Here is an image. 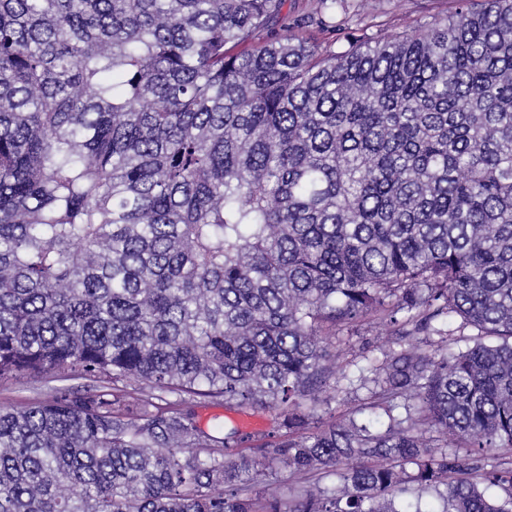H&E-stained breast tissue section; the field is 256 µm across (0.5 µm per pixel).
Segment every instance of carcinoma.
<instances>
[{"mask_svg": "<svg viewBox=\"0 0 512 512\" xmlns=\"http://www.w3.org/2000/svg\"><path fill=\"white\" fill-rule=\"evenodd\" d=\"M286 2L0 0V379L100 382L0 411V512H512V0L339 52ZM388 326L383 321L372 318L362 322L357 328L337 330L336 335L331 337V341L336 349H341L347 353L348 360H353L358 366L365 365L360 355H380L379 349L387 345L390 336H387ZM373 352L365 353L366 349ZM364 353V354H362ZM340 390L337 392L332 386L319 394L316 409L319 415L329 418L336 417L361 404L366 398V388H361L358 382L350 385L348 380H340ZM196 407L198 419L205 428H212L222 421L227 425H238L248 432L263 437L272 427L270 413L253 412L252 410L227 409L221 400L202 399Z\"/></svg>", "mask_w": 512, "mask_h": 512, "instance_id": "cac0c4a2", "label": "carcinoma"}]
</instances>
